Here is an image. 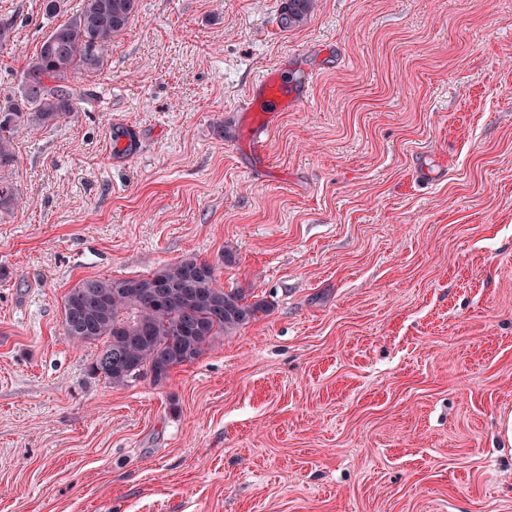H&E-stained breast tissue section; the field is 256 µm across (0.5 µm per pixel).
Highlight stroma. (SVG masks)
Returning a JSON list of instances; mask_svg holds the SVG:
<instances>
[{"label": "stroma", "instance_id": "stroma-1", "mask_svg": "<svg viewBox=\"0 0 512 512\" xmlns=\"http://www.w3.org/2000/svg\"><path fill=\"white\" fill-rule=\"evenodd\" d=\"M281 2L140 0L82 112L16 137L0 512H512V0ZM80 3L0 0V100ZM185 258L268 312L165 382L91 374L70 289ZM282 69H271L245 95L242 112H263L261 122L254 128L252 147L262 152L265 147V132L271 118L277 112L288 111V86Z\"/></svg>", "mask_w": 512, "mask_h": 512}]
</instances>
